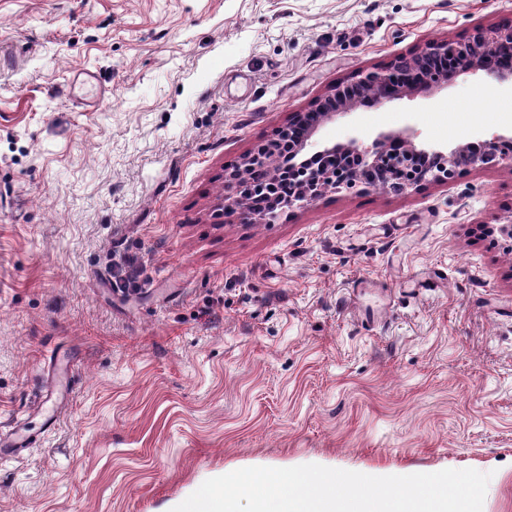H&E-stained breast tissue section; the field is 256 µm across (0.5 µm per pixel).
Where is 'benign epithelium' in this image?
Masks as SVG:
<instances>
[{"label":"benign epithelium","mask_w":512,"mask_h":512,"mask_svg":"<svg viewBox=\"0 0 512 512\" xmlns=\"http://www.w3.org/2000/svg\"><path fill=\"white\" fill-rule=\"evenodd\" d=\"M482 70L493 80L512 86V24L475 26L463 39H432L410 55H397L386 66L362 70L333 86L303 112L288 120V145L296 155L307 154L326 161L320 168H303L288 206L315 202L325 192L379 187L388 193H404L434 183L453 180L463 166L512 168V135H494L481 141L471 153L461 147L423 148L414 134L382 132L371 143L352 136L347 143L322 146L313 141L318 127L338 114L354 111L365 99L377 105L386 100L427 94L448 85L449 71ZM278 151L269 146L261 154L244 158L243 171L267 183L276 176ZM227 209L242 211L250 221L270 222L280 205L270 202L256 213L247 198L225 199Z\"/></svg>","instance_id":"7a95c632"}]
</instances>
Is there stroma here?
Instances as JSON below:
<instances>
[{
    "label": "stroma",
    "mask_w": 512,
    "mask_h": 512,
    "mask_svg": "<svg viewBox=\"0 0 512 512\" xmlns=\"http://www.w3.org/2000/svg\"><path fill=\"white\" fill-rule=\"evenodd\" d=\"M512 19V0H0V512H170L303 464L490 473L512 512V169L329 191L249 223L243 157L356 71ZM95 71L100 94L78 81ZM512 132L486 72L321 141ZM75 375L56 424L36 402ZM224 199L225 206L227 207L228 210L234 211L235 209H239L242 211L246 220H250L253 222H257V220H259L258 222L265 221V223L272 221L274 218L277 217L280 211L278 208L281 207L275 201H272L264 211L256 213L248 206L247 198L245 195L242 198L237 199L225 198L224 196Z\"/></svg>",
    "instance_id": "35a3bbf8"
}]
</instances>
